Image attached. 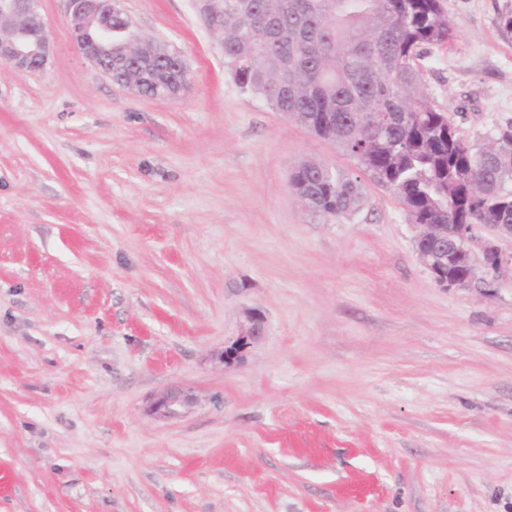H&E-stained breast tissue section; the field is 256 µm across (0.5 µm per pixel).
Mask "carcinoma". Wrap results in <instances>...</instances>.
Here are the masks:
<instances>
[{
	"mask_svg": "<svg viewBox=\"0 0 512 512\" xmlns=\"http://www.w3.org/2000/svg\"><path fill=\"white\" fill-rule=\"evenodd\" d=\"M224 68L242 93L329 141L356 171L299 162L289 185L315 219L358 213L362 177L391 189L412 224H512V123L481 145L432 104L419 61L453 45L445 0H223ZM169 61L140 94L176 92Z\"/></svg>",
	"mask_w": 512,
	"mask_h": 512,
	"instance_id": "carcinoma-1",
	"label": "carcinoma"
}]
</instances>
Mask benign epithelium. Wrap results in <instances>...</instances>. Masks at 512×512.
<instances>
[{
	"label": "benign epithelium",
	"mask_w": 512,
	"mask_h": 512,
	"mask_svg": "<svg viewBox=\"0 0 512 512\" xmlns=\"http://www.w3.org/2000/svg\"><path fill=\"white\" fill-rule=\"evenodd\" d=\"M65 26L70 41L79 55L92 67L102 72L114 84L139 92L146 61L173 59L179 68L187 70L183 55L155 39L136 31L129 16L120 7L121 0H65ZM40 0H0V63L9 67L40 71L47 64L51 43L49 26L40 11ZM124 18L125 25L115 34L112 19ZM415 245L426 239L436 242L438 249H448V239H455L452 272L448 275L428 265L427 256L417 251L436 281L446 288L491 287L498 275L512 270V251L500 246L504 237H512L511 224H487L488 234H474L472 224H419ZM485 276L477 277V269ZM264 337V318L255 313L247 317L239 334L224 346L220 360L224 365L237 362L242 353ZM190 397L179 389L158 397L151 411L163 418L181 414V408Z\"/></svg>",
	"instance_id": "7a95c632"
}]
</instances>
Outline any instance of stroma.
Here are the masks:
<instances>
[{
  "label": "stroma",
  "instance_id": "obj_1",
  "mask_svg": "<svg viewBox=\"0 0 512 512\" xmlns=\"http://www.w3.org/2000/svg\"><path fill=\"white\" fill-rule=\"evenodd\" d=\"M445 3L420 65L478 143L512 122V0ZM122 6L187 60L180 99L86 63L64 0L44 70L0 65V512H512V275L438 285L368 178L313 219L290 173L350 158L240 92L193 0ZM264 330V318L257 313L249 315L239 334L225 344L220 360L226 366L237 362L247 348L263 339ZM190 401L182 390H170L158 397L151 405L154 414L163 418H172L181 414V408Z\"/></svg>",
  "mask_w": 512,
  "mask_h": 512
}]
</instances>
